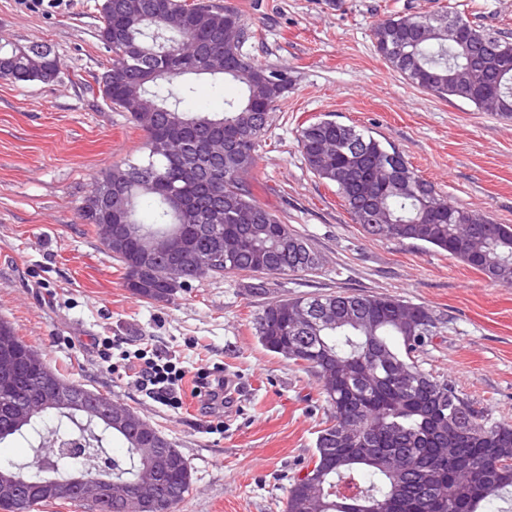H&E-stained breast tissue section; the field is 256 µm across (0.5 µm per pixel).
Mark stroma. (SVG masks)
<instances>
[{
  "instance_id": "1",
  "label": "stroma",
  "mask_w": 512,
  "mask_h": 512,
  "mask_svg": "<svg viewBox=\"0 0 512 512\" xmlns=\"http://www.w3.org/2000/svg\"><path fill=\"white\" fill-rule=\"evenodd\" d=\"M257 32L248 55L288 68L293 84L263 137L255 194L310 239L323 266L309 276L228 274L193 284L169 303L147 304L76 210L100 171L143 142L127 113L86 84L102 72L99 0L50 8L0 0V42L51 47L61 74L49 84L0 80V319L47 363L140 415L176 442L193 483L174 512H284L293 477L315 453L325 417L317 378L258 342L263 302L339 291L386 293L430 308L447 327L422 356L480 407L512 424V285L491 282L448 254L383 240L354 224L336 189L315 176L298 143L318 118L356 125L394 145L414 170L459 206L512 225V120L450 103L404 80L377 53L372 28L385 16L454 7L512 35V0H231ZM191 112H220L241 88L190 79ZM149 346L196 367L220 364L233 400L223 433H210L195 399L173 411L130 378L103 369L93 348Z\"/></svg>"
}]
</instances>
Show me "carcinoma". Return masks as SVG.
<instances>
[{
    "mask_svg": "<svg viewBox=\"0 0 512 512\" xmlns=\"http://www.w3.org/2000/svg\"><path fill=\"white\" fill-rule=\"evenodd\" d=\"M165 0H112L101 14L99 35L118 37L107 50L102 73L88 85L107 104L129 114L143 132L141 156L114 164L96 177L76 211L81 224H128L131 231L120 249H110L124 270V285L139 300L154 304L173 300L194 282L229 273L254 277L249 288L265 293L268 275H309L322 268L310 240L285 224L257 200L251 182L257 147L271 126L277 103L292 85L286 68L254 62L244 46L256 38L231 3L174 0L183 26L166 23ZM450 16L459 26V41L434 34L428 25ZM231 20L241 38L227 44L214 30ZM377 52L405 80L448 102L486 110V100L499 98L512 116V69L502 70L499 51L509 41L502 32L471 22L458 12L389 16L373 26ZM137 46L139 60L125 48ZM0 46V79L19 85L50 83L60 70L46 45ZM222 56L224 71L217 81L242 88L238 100L222 112H187L183 104L194 87L181 78L202 75L207 55ZM157 69L140 82L139 67ZM149 99L154 111H137L130 101ZM189 129L190 138L166 158L151 155L150 143L167 118ZM238 134L241 148L224 153V173L199 168L208 134ZM298 143L309 169L336 188L353 223L385 239L408 240L446 253L493 282L512 285V225L498 224L482 213L454 205L430 181L416 176L409 184L383 159L398 150L356 126L331 119L310 122L299 130ZM123 175L125 211L107 213L95 199L112 177ZM224 193V233L218 240L200 225ZM153 202L147 219L139 215L141 200ZM184 243L183 276L175 288L167 285L168 259L157 257L146 267L138 255L157 240ZM236 250L233 264L206 257L218 249ZM318 305L335 313L333 320L304 322V311ZM445 322L427 307L393 295L336 292L284 298L265 303L255 318V335L267 351L311 371L320 383L326 405L315 447L333 449V462L321 475L317 493L309 496V480L289 484L285 512H482V503L512 487V424L475 406L457 386L423 368L420 356ZM0 336L13 341L16 359L11 387L0 386V418L21 394L36 389L41 374L28 363L35 356L58 382L70 386L85 405L80 413L58 411L52 435L76 453L100 456L109 435L124 444L126 459L112 460V479L129 482L141 465V438L136 426L123 430L100 416L111 397L75 383L52 369L36 349L16 336L0 319ZM19 435L35 441L43 434L35 419L0 432V443ZM164 447L174 464L160 489L157 512H173L192 485V472L181 450L168 437ZM57 497H38L0 504L3 512H32Z\"/></svg>",
    "mask_w": 512,
    "mask_h": 512,
    "instance_id": "carcinoma-1",
    "label": "carcinoma"
}]
</instances>
